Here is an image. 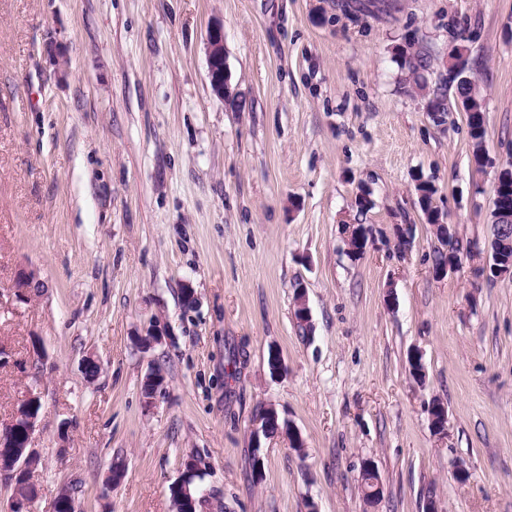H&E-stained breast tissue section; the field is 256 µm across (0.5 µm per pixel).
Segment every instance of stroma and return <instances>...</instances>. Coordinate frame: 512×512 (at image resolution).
Masks as SVG:
<instances>
[{
    "label": "stroma",
    "instance_id": "stroma-1",
    "mask_svg": "<svg viewBox=\"0 0 512 512\" xmlns=\"http://www.w3.org/2000/svg\"><path fill=\"white\" fill-rule=\"evenodd\" d=\"M385 2L0 0V422L40 373L33 512L63 488L78 512H174L189 455L206 466L200 512H423L429 493L439 512H512V278L467 261L434 278L415 190L433 183L460 246L485 251L495 170L473 162L464 112L432 122L400 56L416 44L436 84L465 35L488 153L511 157L512 0ZM216 20L239 112L211 88ZM348 222L372 231L363 255ZM398 224L413 228L403 252ZM23 270L38 285L19 302ZM156 321L167 337L137 347ZM157 366L167 390L148 407ZM269 404L304 451L281 434L253 442ZM368 462L383 486L372 504Z\"/></svg>",
    "mask_w": 512,
    "mask_h": 512
}]
</instances>
